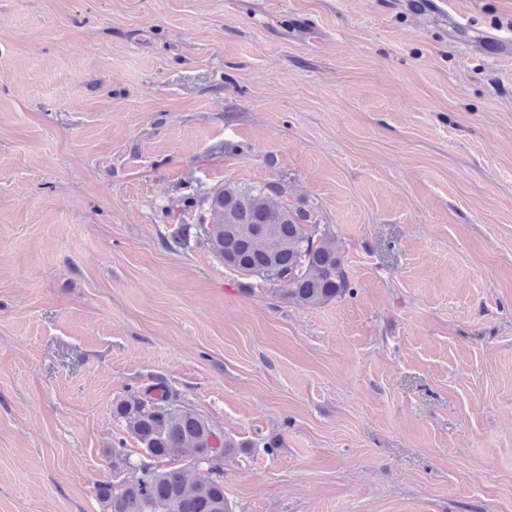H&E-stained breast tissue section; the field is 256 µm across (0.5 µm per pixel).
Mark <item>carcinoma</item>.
Segmentation results:
<instances>
[{"mask_svg":"<svg viewBox=\"0 0 512 512\" xmlns=\"http://www.w3.org/2000/svg\"><path fill=\"white\" fill-rule=\"evenodd\" d=\"M285 193L280 183L260 187L226 183L204 197L190 194L184 208L199 207L198 224H183L173 243L190 238L206 242L222 261L251 275L284 284L277 297L299 307H314L351 293V284L330 237L305 216L272 199ZM133 393L113 406L148 458L137 463L115 455V468L126 472L118 483H102L97 494L106 512H233L224 495V459L239 444L221 436L203 415L183 404L167 387ZM183 453L199 459L202 472L189 479L178 468L162 469L156 460Z\"/></svg>","mask_w":512,"mask_h":512,"instance_id":"1","label":"carcinoma"}]
</instances>
